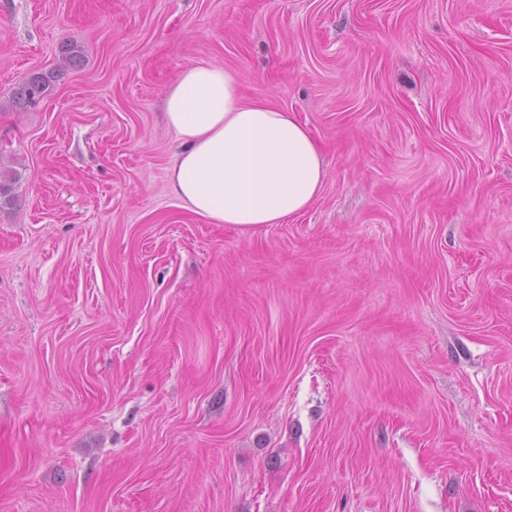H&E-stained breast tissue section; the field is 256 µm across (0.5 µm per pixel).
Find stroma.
I'll return each instance as SVG.
<instances>
[{
	"label": "stroma",
	"instance_id": "1",
	"mask_svg": "<svg viewBox=\"0 0 512 512\" xmlns=\"http://www.w3.org/2000/svg\"><path fill=\"white\" fill-rule=\"evenodd\" d=\"M197 62L305 212L174 196ZM0 167V512H512V0H0ZM165 119L181 150L170 170L174 195L209 224H283L319 195L325 168L293 112L246 103L224 66H186L166 92ZM51 76L46 74H34L29 77L17 88L15 92V102L19 107L35 105L44 96L47 91Z\"/></svg>",
	"mask_w": 512,
	"mask_h": 512
}]
</instances>
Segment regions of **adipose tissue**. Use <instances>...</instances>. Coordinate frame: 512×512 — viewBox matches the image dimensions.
I'll use <instances>...</instances> for the list:
<instances>
[{
    "label": "adipose tissue",
    "mask_w": 512,
    "mask_h": 512,
    "mask_svg": "<svg viewBox=\"0 0 512 512\" xmlns=\"http://www.w3.org/2000/svg\"><path fill=\"white\" fill-rule=\"evenodd\" d=\"M165 119L181 150L170 170L174 195L210 224H282L319 195L320 150L295 114L245 102L223 66H186L166 92Z\"/></svg>",
    "instance_id": "1"
}]
</instances>
